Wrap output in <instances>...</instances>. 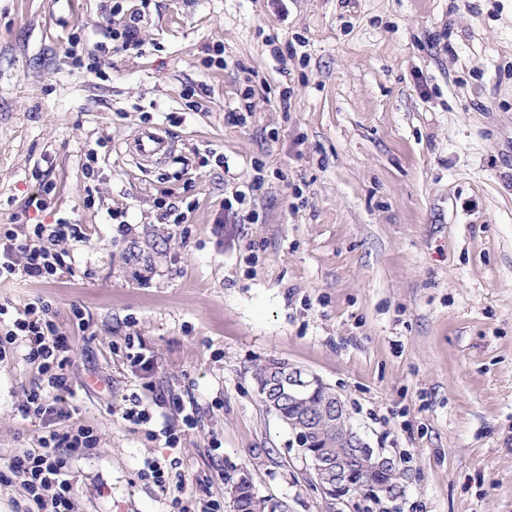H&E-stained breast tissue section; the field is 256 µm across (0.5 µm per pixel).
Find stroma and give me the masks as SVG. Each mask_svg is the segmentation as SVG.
I'll list each match as a JSON object with an SVG mask.
<instances>
[{
	"label": "stroma",
	"mask_w": 512,
	"mask_h": 512,
	"mask_svg": "<svg viewBox=\"0 0 512 512\" xmlns=\"http://www.w3.org/2000/svg\"><path fill=\"white\" fill-rule=\"evenodd\" d=\"M111 6L0 0V225L88 235L59 278L0 283L71 338L61 405L98 439L68 459L74 512H173L179 493L229 512L243 471L289 512H362L266 411L271 358L398 461L387 512H512V0H124L141 54L117 50ZM154 124L178 149L143 173L126 143ZM40 382L15 344L0 467L46 434L21 412ZM149 389L150 426L124 421ZM187 409L177 448L150 437Z\"/></svg>",
	"instance_id": "stroma-1"
}]
</instances>
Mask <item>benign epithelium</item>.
Listing matches in <instances>:
<instances>
[{"label": "benign epithelium", "instance_id": "benign-epithelium-1", "mask_svg": "<svg viewBox=\"0 0 512 512\" xmlns=\"http://www.w3.org/2000/svg\"><path fill=\"white\" fill-rule=\"evenodd\" d=\"M264 367L255 376L258 393L277 417L285 403L298 408L295 417L287 421L296 441L304 435L320 434L336 441V447L314 448L306 456L315 486L335 501L365 500V469L389 474L394 470V459L382 449L371 447L353 429L344 402L318 375L283 361L268 360ZM317 394L321 395V402L313 413L310 400Z\"/></svg>", "mask_w": 512, "mask_h": 512}]
</instances>
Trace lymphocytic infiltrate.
<instances>
[{"instance_id": "lymphocytic-infiltrate-1", "label": "lymphocytic infiltrate", "mask_w": 512, "mask_h": 512, "mask_svg": "<svg viewBox=\"0 0 512 512\" xmlns=\"http://www.w3.org/2000/svg\"><path fill=\"white\" fill-rule=\"evenodd\" d=\"M79 225L60 220L34 225L31 233L14 229L0 231V278L18 277L42 283L62 274L65 264L61 245L85 240ZM23 339L26 357L36 363L43 382L30 391L22 407L25 416L52 419L38 450L14 455L6 468H0V484H21L28 498L21 512H73V485L68 477L67 458L97 445L90 426L72 422L70 411L59 408L56 392L68 390L71 338L53 319L51 305H27L17 310L12 327L0 342V362L6 347Z\"/></svg>"}]
</instances>
